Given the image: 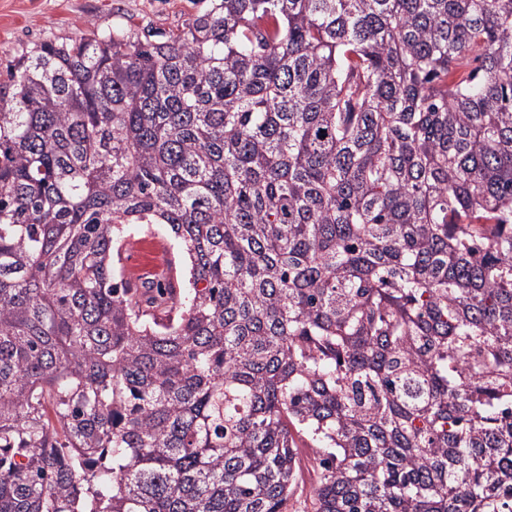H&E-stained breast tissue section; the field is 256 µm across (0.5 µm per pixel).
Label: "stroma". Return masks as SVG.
I'll return each instance as SVG.
<instances>
[{
  "instance_id": "obj_1",
  "label": "stroma",
  "mask_w": 512,
  "mask_h": 512,
  "mask_svg": "<svg viewBox=\"0 0 512 512\" xmlns=\"http://www.w3.org/2000/svg\"><path fill=\"white\" fill-rule=\"evenodd\" d=\"M209 0H0V72L22 48L49 37L77 40L123 25L170 32Z\"/></svg>"
}]
</instances>
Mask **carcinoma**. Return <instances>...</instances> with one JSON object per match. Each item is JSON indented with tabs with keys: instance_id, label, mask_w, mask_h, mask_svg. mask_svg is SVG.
<instances>
[{
	"instance_id": "obj_1",
	"label": "carcinoma",
	"mask_w": 512,
	"mask_h": 512,
	"mask_svg": "<svg viewBox=\"0 0 512 512\" xmlns=\"http://www.w3.org/2000/svg\"><path fill=\"white\" fill-rule=\"evenodd\" d=\"M170 227L190 261L118 274ZM512 512V0H211L0 79V512ZM314 450V448H308L302 443H300L299 448H297L298 458L302 462L303 470L298 478L292 499L288 503V508H292V510L302 511L309 507V502L307 501L309 488L315 478L314 474L311 472Z\"/></svg>"
}]
</instances>
